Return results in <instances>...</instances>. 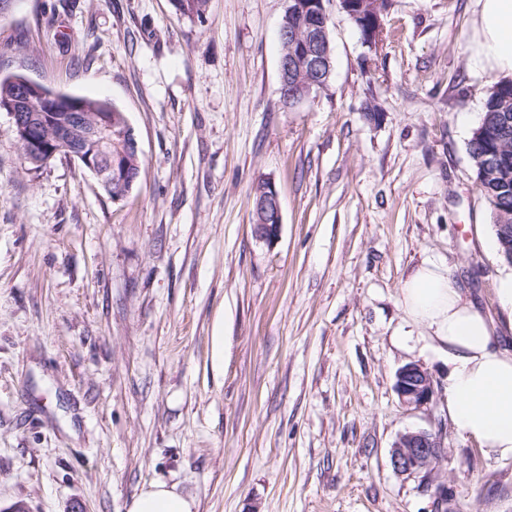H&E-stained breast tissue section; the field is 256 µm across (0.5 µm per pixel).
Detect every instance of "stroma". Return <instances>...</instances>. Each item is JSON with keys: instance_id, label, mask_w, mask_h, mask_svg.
<instances>
[{"instance_id": "1", "label": "stroma", "mask_w": 512, "mask_h": 512, "mask_svg": "<svg viewBox=\"0 0 512 512\" xmlns=\"http://www.w3.org/2000/svg\"><path fill=\"white\" fill-rule=\"evenodd\" d=\"M324 5L333 76L292 111L284 0H209L202 23L172 0L0 13V78L116 103L143 160L112 200L67 158L30 168L0 112V512H125L157 480L197 512H430L390 462L418 428L442 431L459 512H512V461L451 423L447 359L400 305L446 264L512 343L468 153L495 84L470 63L474 0H390L374 48ZM407 364L433 379L424 407L395 391ZM251 223L256 237L271 241L277 238L282 224V212L278 191L270 181H262L256 189Z\"/></svg>"}]
</instances>
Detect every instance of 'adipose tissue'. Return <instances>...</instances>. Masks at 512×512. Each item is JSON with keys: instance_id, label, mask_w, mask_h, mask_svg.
Returning <instances> with one entry per match:
<instances>
[{"instance_id": "ef3b65f1", "label": "adipose tissue", "mask_w": 512, "mask_h": 512, "mask_svg": "<svg viewBox=\"0 0 512 512\" xmlns=\"http://www.w3.org/2000/svg\"><path fill=\"white\" fill-rule=\"evenodd\" d=\"M470 61L496 78L512 80V0H476ZM405 313L448 356V418L482 453L512 460V348L495 335L482 309L441 265L426 260L402 282ZM175 486L153 482L126 504V512H195Z\"/></svg>"}]
</instances>
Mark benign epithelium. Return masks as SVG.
<instances>
[{"label":"benign epithelium","instance_id":"1","mask_svg":"<svg viewBox=\"0 0 512 512\" xmlns=\"http://www.w3.org/2000/svg\"><path fill=\"white\" fill-rule=\"evenodd\" d=\"M285 11L279 30L280 41L289 48L280 59L284 82L309 74L305 89L326 86L334 70L329 55L330 32L327 16L304 29L299 26L310 8L306 0H284ZM350 20L358 21L362 41L374 47L383 33V20L373 9V0H338ZM12 117V132L22 144L27 162L40 166L63 156L93 173L114 201L127 197L135 177L141 151L134 131L124 114L112 111L104 103L99 112L86 111V102L63 96L27 79H14L12 95L0 100V111ZM251 223L256 237L277 238L282 224L278 191L266 181L256 189ZM396 392L407 406L429 404L435 394L430 374L417 364H408L397 372ZM446 454L442 432L432 429L408 430L400 434L391 449L393 470L420 478L421 492L431 499L433 512H457L453 492L438 476V467Z\"/></svg>","mask_w":512,"mask_h":512}]
</instances>
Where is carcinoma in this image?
Masks as SVG:
<instances>
[{
	"mask_svg": "<svg viewBox=\"0 0 512 512\" xmlns=\"http://www.w3.org/2000/svg\"><path fill=\"white\" fill-rule=\"evenodd\" d=\"M180 15L202 22L208 0H172ZM478 185L494 216L499 255L512 261V81L496 84L468 143Z\"/></svg>",
	"mask_w": 512,
	"mask_h": 512,
	"instance_id": "1",
	"label": "carcinoma"
}]
</instances>
